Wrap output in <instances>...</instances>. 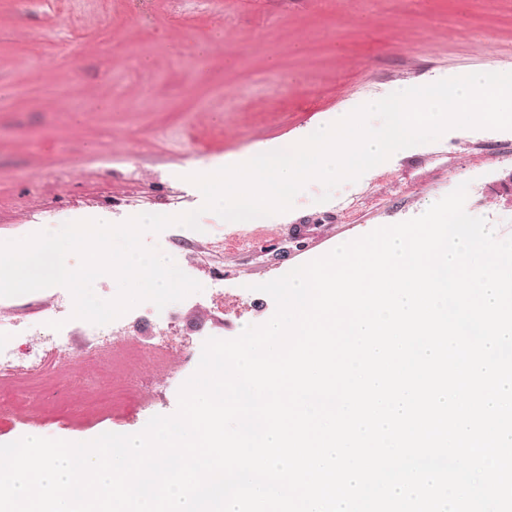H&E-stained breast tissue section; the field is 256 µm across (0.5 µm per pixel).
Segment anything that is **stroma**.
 <instances>
[{"label": "stroma", "instance_id": "35a3bbf8", "mask_svg": "<svg viewBox=\"0 0 512 512\" xmlns=\"http://www.w3.org/2000/svg\"><path fill=\"white\" fill-rule=\"evenodd\" d=\"M488 63L512 68V0H0V241L99 211L121 223L199 210L202 196L173 176L188 162L287 141L384 85ZM464 182L466 210L512 236V132L458 129L342 183L327 202L323 184L309 182L274 223L239 230L208 212L200 230L144 234L202 290L121 315L112 346L137 356L136 402L99 407L90 322L19 312L5 338L14 349L48 334L70 343L65 357L49 356L48 384L0 415V444L134 434L174 414L207 339L236 338L274 315L258 284L417 217ZM238 230L243 241H229ZM181 239L224 249L189 254ZM165 340L174 352L161 364Z\"/></svg>", "mask_w": 512, "mask_h": 512}]
</instances>
